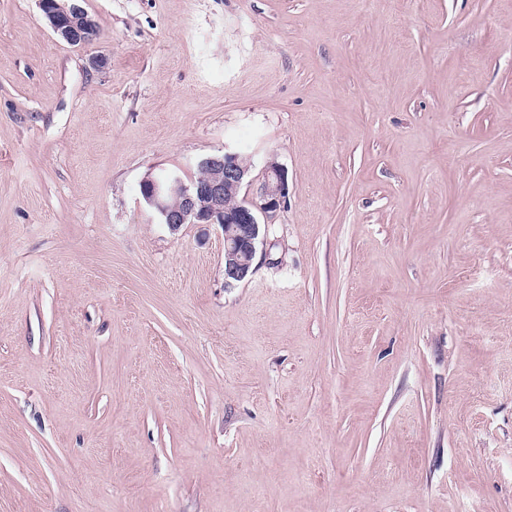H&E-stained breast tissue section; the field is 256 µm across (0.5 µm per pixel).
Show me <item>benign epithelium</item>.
Here are the masks:
<instances>
[{"instance_id": "7a95c632", "label": "benign epithelium", "mask_w": 512, "mask_h": 512, "mask_svg": "<svg viewBox=\"0 0 512 512\" xmlns=\"http://www.w3.org/2000/svg\"><path fill=\"white\" fill-rule=\"evenodd\" d=\"M53 31L68 44L86 45L97 38L95 20L80 6L66 8L59 0H39ZM203 176L190 184L171 171L164 179L141 181L143 203L160 223L175 231L183 224H217L224 233V284L242 282L254 272L258 244L269 231L270 219L288 195L287 176L274 161L268 162L257 192L234 208L225 205V193L238 191L249 176L250 165L234 153L208 156L198 163Z\"/></svg>"}]
</instances>
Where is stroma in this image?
<instances>
[{
    "instance_id": "35a3bbf8",
    "label": "stroma",
    "mask_w": 512,
    "mask_h": 512,
    "mask_svg": "<svg viewBox=\"0 0 512 512\" xmlns=\"http://www.w3.org/2000/svg\"><path fill=\"white\" fill-rule=\"evenodd\" d=\"M81 5L0 0V512H512V0ZM226 151L231 286L140 199ZM39 4L53 31L68 44L82 46L97 38L98 26L82 7L66 8L58 0H40ZM203 176L187 184L171 171L164 179L146 177L141 181L143 203L157 216L160 224L176 231L182 224H218L224 233V283L242 282L254 272L258 244L269 231L270 219L288 195L287 176L274 161L268 162L256 198L239 201V193L249 176V164L243 165L234 153L208 156L198 163ZM261 217L263 222H261Z\"/></svg>"
}]
</instances>
